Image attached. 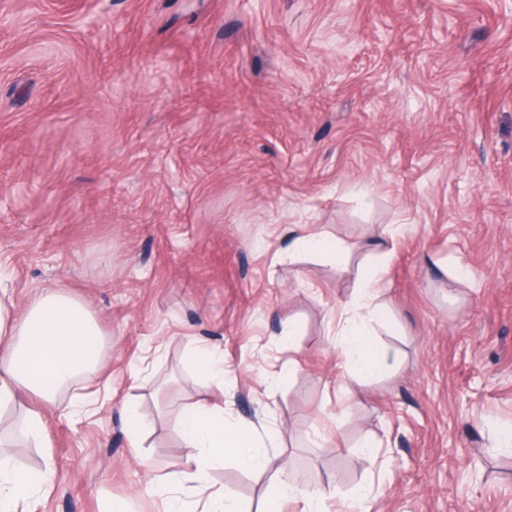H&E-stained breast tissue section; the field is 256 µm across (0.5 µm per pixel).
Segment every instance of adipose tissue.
<instances>
[{"label":"adipose tissue","mask_w":512,"mask_h":512,"mask_svg":"<svg viewBox=\"0 0 512 512\" xmlns=\"http://www.w3.org/2000/svg\"><path fill=\"white\" fill-rule=\"evenodd\" d=\"M351 245L328 238L306 224L288 228V260L316 256L343 265ZM379 274L362 279L340 311L336 346L344 361L341 391L355 398L367 375L386 369L388 352L372 353L368 324L381 311ZM106 337L92 310L67 288L38 290L25 307H18L7 289H0V411L19 412L20 432L33 447L51 450L43 404L53 403L78 382L91 381L105 360ZM174 422L187 447L201 449L188 460L182 477L159 489L163 512H244L239 499L228 492L210 496L202 510L188 502L192 484H204L210 470L224 464L225 456L243 457L249 470L261 472L269 464L274 436L253 424L234 423L222 405L202 400L181 407ZM52 485V467L23 469L0 452V512H33ZM324 488L308 489L291 480L279 481L264 512H282L285 503L300 504V512H324Z\"/></svg>","instance_id":"obj_1"}]
</instances>
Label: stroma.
<instances>
[{
	"instance_id": "1",
	"label": "stroma",
	"mask_w": 512,
	"mask_h": 512,
	"mask_svg": "<svg viewBox=\"0 0 512 512\" xmlns=\"http://www.w3.org/2000/svg\"><path fill=\"white\" fill-rule=\"evenodd\" d=\"M286 224L398 233L340 273L280 262ZM381 264L395 362L347 401L336 315ZM60 284L106 358L89 413L46 410L37 512H162L149 484L191 454L166 413L204 393L279 446L197 500L261 512L290 478L328 512L361 486L367 512H512V0H0V286ZM191 358L198 372L206 377L211 386L224 390V359L215 350L206 345L192 349ZM124 425L130 440L131 447L139 448L141 434L150 424L140 413L135 402H127L123 407ZM201 512H244L243 506L239 499L228 492L211 495Z\"/></svg>"
}]
</instances>
